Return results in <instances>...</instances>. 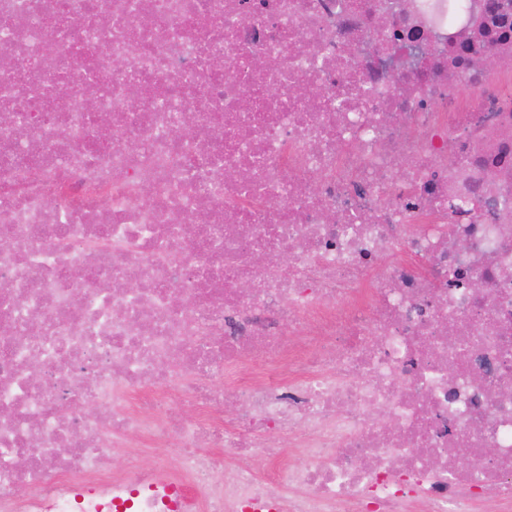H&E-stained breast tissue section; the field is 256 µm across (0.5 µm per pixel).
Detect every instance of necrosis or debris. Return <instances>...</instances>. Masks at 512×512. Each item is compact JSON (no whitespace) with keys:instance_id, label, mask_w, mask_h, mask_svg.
Here are the masks:
<instances>
[{"instance_id":"obj_1","label":"necrosis or debris","mask_w":512,"mask_h":512,"mask_svg":"<svg viewBox=\"0 0 512 512\" xmlns=\"http://www.w3.org/2000/svg\"><path fill=\"white\" fill-rule=\"evenodd\" d=\"M152 473L512 512V0H0V512Z\"/></svg>"}]
</instances>
